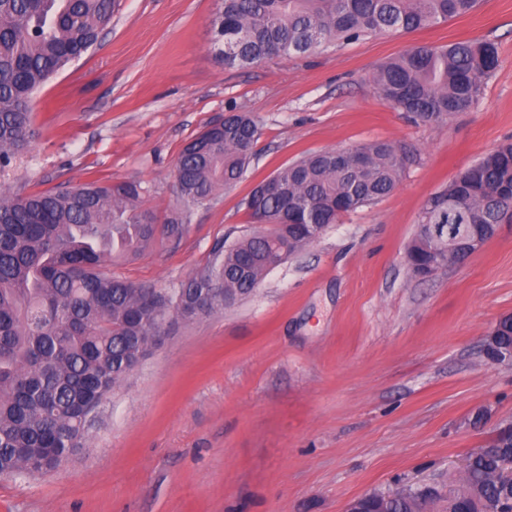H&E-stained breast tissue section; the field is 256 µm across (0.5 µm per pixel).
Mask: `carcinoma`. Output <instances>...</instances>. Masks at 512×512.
Listing matches in <instances>:
<instances>
[{
  "label": "carcinoma",
  "mask_w": 512,
  "mask_h": 512,
  "mask_svg": "<svg viewBox=\"0 0 512 512\" xmlns=\"http://www.w3.org/2000/svg\"><path fill=\"white\" fill-rule=\"evenodd\" d=\"M478 0H221L213 20L226 66L312 53L331 44L427 28L470 14ZM117 0H0V171L34 136L39 89L97 46ZM499 65L494 43L418 45L378 66L372 80L391 109L423 124L478 104ZM260 128L248 112L210 123L183 148L175 172L185 206H202L237 184L254 158ZM405 167L401 148L376 141L310 153L273 178L282 195L255 186L244 200L261 229L226 246L185 283L158 291L108 267L158 245L177 246L185 224L146 206L135 180L96 182L31 194L0 189V475L58 468L85 439L97 407L158 343L164 323L211 316L224 295L251 294L275 267L350 212L391 194ZM512 222V143L487 152L427 201L406 248L419 276L465 263L472 243ZM486 356L512 355V317L490 333ZM512 428L469 456L445 512H463L477 487L512 512ZM433 489L400 487L366 501L383 512H415Z\"/></svg>",
  "instance_id": "carcinoma-1"
}]
</instances>
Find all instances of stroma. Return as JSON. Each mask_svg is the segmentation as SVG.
Wrapping results in <instances>:
<instances>
[{
  "mask_svg": "<svg viewBox=\"0 0 512 512\" xmlns=\"http://www.w3.org/2000/svg\"><path fill=\"white\" fill-rule=\"evenodd\" d=\"M219 0H119L98 46L46 83L35 137L0 175L23 193L141 181L179 210L184 145L228 112L261 128L244 178L185 218L177 247L113 265L164 291L217 240L255 231L241 202L303 154L375 140L407 160L398 187L343 216L233 306L172 321L103 402L79 448L43 477L0 475V512H345L395 485L447 493L468 454L512 424V364L484 345L512 313V223L461 266L415 276L407 244L432 194L512 142V0L324 51L227 67ZM494 42L473 111L417 124L372 75L416 45Z\"/></svg>",
  "mask_w": 512,
  "mask_h": 512,
  "instance_id": "stroma-1",
  "label": "stroma"
}]
</instances>
